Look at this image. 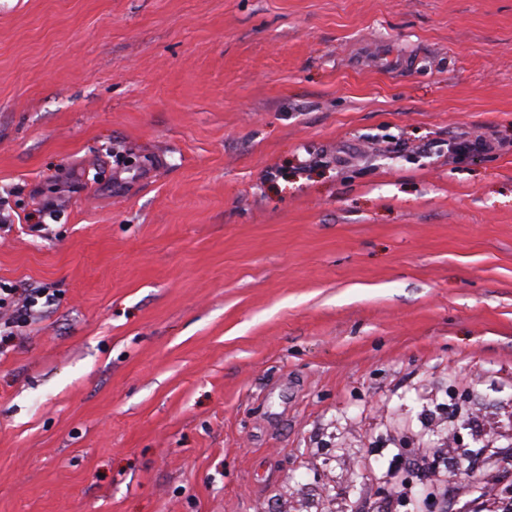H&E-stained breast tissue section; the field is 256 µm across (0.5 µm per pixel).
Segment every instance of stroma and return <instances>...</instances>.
Here are the masks:
<instances>
[{
    "instance_id": "35a3bbf8",
    "label": "stroma",
    "mask_w": 512,
    "mask_h": 512,
    "mask_svg": "<svg viewBox=\"0 0 512 512\" xmlns=\"http://www.w3.org/2000/svg\"><path fill=\"white\" fill-rule=\"evenodd\" d=\"M3 216L0 512L512 507V0H0ZM54 294L49 288H15L0 284V310L8 317L0 318V355L12 347L22 324L38 320L45 308L52 305ZM10 311V312H9Z\"/></svg>"
}]
</instances>
